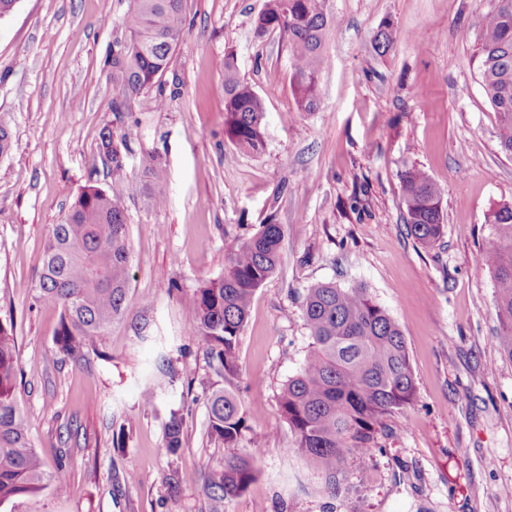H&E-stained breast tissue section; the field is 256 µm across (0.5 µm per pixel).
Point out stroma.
Here are the masks:
<instances>
[{"label":"stroma","mask_w":512,"mask_h":512,"mask_svg":"<svg viewBox=\"0 0 512 512\" xmlns=\"http://www.w3.org/2000/svg\"><path fill=\"white\" fill-rule=\"evenodd\" d=\"M265 4L185 0L160 87L126 112L112 109L104 60L126 39L135 0H17L0 19V125L18 144L0 157V320L14 323L30 444L68 474L64 494L50 486L0 512H211L205 480L227 450L207 431V396L224 379L190 340L183 297L222 276L264 224L283 227L281 263L255 293L236 380L238 450L261 453L224 512H512V362L482 261L495 244L486 214L512 202V157L475 62L478 19L496 0H328L339 24L314 112L297 109L279 34L256 28ZM387 22L397 39L380 56ZM229 53L264 105L258 154L224 132ZM106 127L124 171L127 309L75 363L55 344L59 308L36 286L51 226L88 183L112 184ZM410 165L441 191L444 235L428 247L403 222L399 173ZM326 282L367 288L401 325L416 383L379 450L332 474L292 452L278 403L310 350L303 295ZM164 361L174 382L161 387ZM174 410L183 446L166 455ZM177 471L189 481L174 483Z\"/></svg>","instance_id":"stroma-1"}]
</instances>
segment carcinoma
Instances as JSON below:
<instances>
[{
    "label": "carcinoma",
    "mask_w": 512,
    "mask_h": 512,
    "mask_svg": "<svg viewBox=\"0 0 512 512\" xmlns=\"http://www.w3.org/2000/svg\"><path fill=\"white\" fill-rule=\"evenodd\" d=\"M327 0H266L257 29L276 31L286 43L297 110L320 105V78L328 64L325 43L336 27ZM128 37L107 59L112 83L122 93L113 111L128 110V100L153 87L166 70L184 35V0H137L125 22ZM396 31L385 23L375 50L386 54ZM476 69L484 93L499 118L501 150L512 155V0H498L480 25ZM264 108L239 74L234 57L224 58V132L243 149L260 152ZM408 234L432 246L444 234L441 192L429 175L411 166L401 172ZM123 168L112 166V188L84 187L60 223L52 225L45 245L39 297L61 308L55 343L58 352L82 360L126 310L131 248L124 210ZM497 245L483 257L495 280V308L501 354L512 361V204L492 210L486 219ZM283 229L264 224L240 242L226 259L224 275L206 282L186 300L191 339L205 349L208 365L230 383L238 375L237 350L253 297L281 261ZM302 311L312 339L299 372L283 385L281 412L294 435V450L315 468L332 473L346 455H367L378 447L376 428L410 404L416 384L405 336L399 324L364 287L340 288L332 282L306 289ZM18 355L12 324L0 321V505L43 486L66 490L68 477L50 470L31 448L29 424L15 400ZM209 434L237 446L244 412L230 387L208 398ZM182 448V419L173 413L161 451ZM257 450L231 452L206 482L222 512L224 500L242 493L255 477Z\"/></svg>",
    "instance_id": "cac0c4a2"
}]
</instances>
